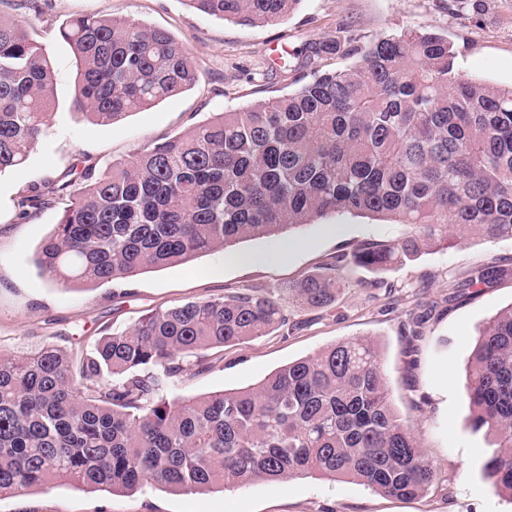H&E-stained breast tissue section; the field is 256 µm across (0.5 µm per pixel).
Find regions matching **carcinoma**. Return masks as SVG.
I'll use <instances>...</instances> for the list:
<instances>
[{"mask_svg":"<svg viewBox=\"0 0 512 512\" xmlns=\"http://www.w3.org/2000/svg\"><path fill=\"white\" fill-rule=\"evenodd\" d=\"M242 26L274 25L300 0H187ZM75 58V103L100 125L194 85L190 48L128 19L76 15L60 29ZM354 61L297 89L78 179L28 189L21 205L58 223L38 265L62 285L130 279L249 238L335 214L412 224L274 292L259 288L153 310L129 330L69 354L53 344L0 355V495L74 482L92 491L203 492L311 472L386 496H424L439 466L402 422L381 353L342 339L234 392L168 397L187 358L288 325L336 303L346 269L414 260L452 232L512 239V85L466 78L448 39L417 29L364 47L316 43L309 57ZM54 76L43 45L0 17V173L23 166L47 126ZM494 265L452 286V301L490 282ZM472 428L492 438L483 474L512 496V306L484 324L469 365Z\"/></svg>","mask_w":512,"mask_h":512,"instance_id":"cac0c4a2","label":"carcinoma"}]
</instances>
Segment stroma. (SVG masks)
<instances>
[{
  "instance_id": "1",
  "label": "stroma",
  "mask_w": 512,
  "mask_h": 512,
  "mask_svg": "<svg viewBox=\"0 0 512 512\" xmlns=\"http://www.w3.org/2000/svg\"><path fill=\"white\" fill-rule=\"evenodd\" d=\"M78 14L168 30L194 54L196 84L118 124L90 122L74 105L73 53L58 35L59 26ZM0 16L24 22L29 36L45 47L54 74V107L36 150L22 167L0 173L2 352L45 343L69 351L79 337L125 331L151 310L246 288H280L360 243H394L412 231L407 224L336 215L284 238L238 243V253L262 254L254 265L225 261L216 251L127 281L61 286L36 264L59 210L22 213L19 201L32 185L76 179L84 163L103 167L126 159L185 133L209 113L233 112L285 94L309 81L315 68L346 65L338 55L309 61L305 49L312 42L347 36L363 47L393 31H433L457 49L461 74L512 84V0H479L463 11L452 0H300L285 20L254 27L197 13L187 0H0ZM288 242L294 245L289 252L283 249ZM490 262L499 269L495 280L449 302L450 285ZM347 277L351 286L333 307L295 314V328L225 346L222 362L190 370L174 392L196 396L244 388L341 339L374 340L398 414L440 467L428 494L404 501L356 481L305 476L188 494L146 488L112 495L59 485L2 496L0 512H512V501L498 496L482 474L490 448L483 433L470 426L467 399L473 338L512 305V240L434 246L404 266L379 274L352 267ZM375 279L381 280L380 288H371ZM425 302L433 310L416 336L411 315Z\"/></svg>"
}]
</instances>
